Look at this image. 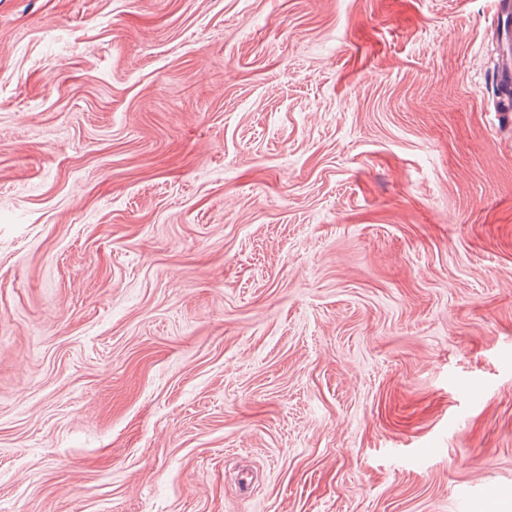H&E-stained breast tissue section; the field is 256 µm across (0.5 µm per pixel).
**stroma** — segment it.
Segmentation results:
<instances>
[{
  "instance_id": "35a3bbf8",
  "label": "stroma",
  "mask_w": 512,
  "mask_h": 512,
  "mask_svg": "<svg viewBox=\"0 0 512 512\" xmlns=\"http://www.w3.org/2000/svg\"><path fill=\"white\" fill-rule=\"evenodd\" d=\"M494 0H0V512H512Z\"/></svg>"
}]
</instances>
